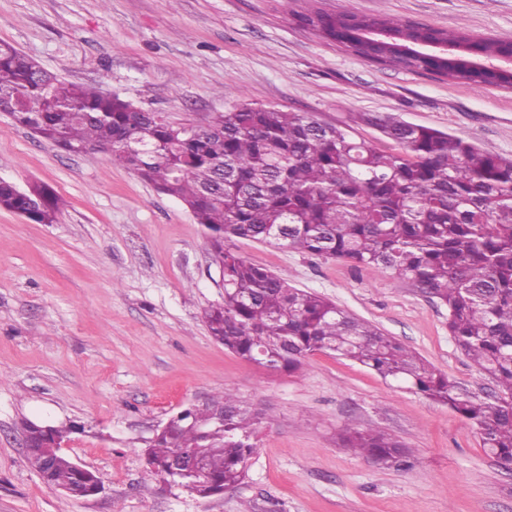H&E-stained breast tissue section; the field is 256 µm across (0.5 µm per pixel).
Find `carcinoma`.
Segmentation results:
<instances>
[{"label":"carcinoma","instance_id":"cac0c4a2","mask_svg":"<svg viewBox=\"0 0 512 512\" xmlns=\"http://www.w3.org/2000/svg\"><path fill=\"white\" fill-rule=\"evenodd\" d=\"M355 54L384 65L452 81L512 87L507 70L487 81L478 64L507 54L506 40L477 42L465 31L418 26L393 16H357L310 8L295 13ZM435 42L448 53L414 48ZM46 99L41 107L19 108ZM0 108L15 124L58 148L107 153L157 192L180 200L206 229L211 262L224 270V302L204 310L212 339L241 359L295 372L318 352L337 353L385 380L448 406L480 434L484 450L512 470V156L388 114L359 112L400 147L377 150L349 125L308 112L238 103L205 126L186 131L156 112L95 87L66 82L15 46L0 42ZM61 198L0 180V209L51 224ZM255 240L313 256L342 259L407 282L448 310L461 353L495 383L480 398L378 327L321 295L293 288L269 269L237 255L235 241ZM260 414L230 392L185 408L144 450L147 472L201 499L240 483L256 452ZM34 444L27 464L63 492L92 493L93 471L63 454L47 464L41 448L76 425L23 421ZM343 448L396 470L413 452L376 429L349 424ZM203 455L206 477L188 473Z\"/></svg>","mask_w":512,"mask_h":512}]
</instances>
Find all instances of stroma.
Returning <instances> with one entry per match:
<instances>
[{
  "mask_svg": "<svg viewBox=\"0 0 512 512\" xmlns=\"http://www.w3.org/2000/svg\"><path fill=\"white\" fill-rule=\"evenodd\" d=\"M309 4L512 40V0H0V41L173 124H206L237 102L333 125L393 113L512 156V89L368 61L299 26ZM0 179L66 202L51 224L0 209V512H512V471L447 406L334 354L289 373L215 343L203 311L224 300L220 275L177 199L3 114ZM236 251L369 321L462 392L493 390L457 348L447 308L412 284L251 240ZM224 390L262 415L246 479L202 499L146 477L145 440ZM24 418L77 424L66 451L101 492L45 484L26 463ZM351 419L417 464L395 470L339 447Z\"/></svg>",
  "mask_w": 512,
  "mask_h": 512,
  "instance_id": "1",
  "label": "stroma"
}]
</instances>
